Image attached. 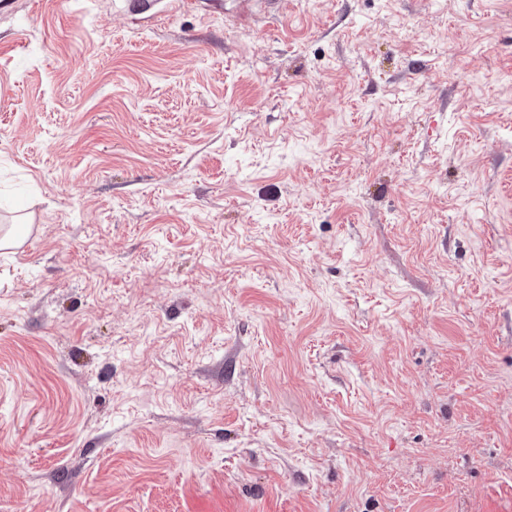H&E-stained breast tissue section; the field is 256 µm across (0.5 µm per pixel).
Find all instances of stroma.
<instances>
[{
	"label": "stroma",
	"instance_id": "obj_1",
	"mask_svg": "<svg viewBox=\"0 0 512 512\" xmlns=\"http://www.w3.org/2000/svg\"><path fill=\"white\" fill-rule=\"evenodd\" d=\"M0 512H512V0H0Z\"/></svg>",
	"mask_w": 512,
	"mask_h": 512
}]
</instances>
